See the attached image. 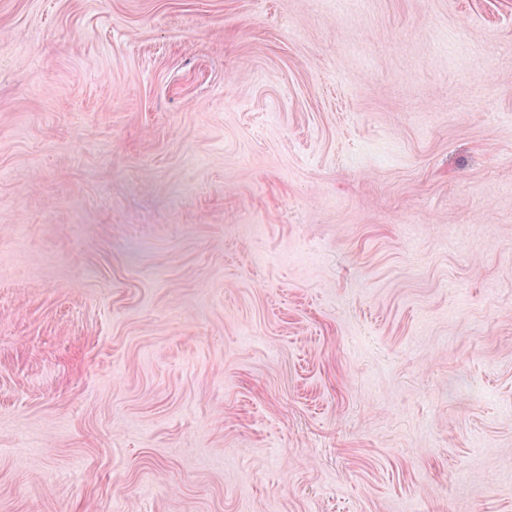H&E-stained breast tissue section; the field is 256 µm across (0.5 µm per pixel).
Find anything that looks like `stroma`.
<instances>
[{"label": "stroma", "instance_id": "stroma-1", "mask_svg": "<svg viewBox=\"0 0 512 512\" xmlns=\"http://www.w3.org/2000/svg\"><path fill=\"white\" fill-rule=\"evenodd\" d=\"M0 512H512V0H0Z\"/></svg>", "mask_w": 512, "mask_h": 512}]
</instances>
